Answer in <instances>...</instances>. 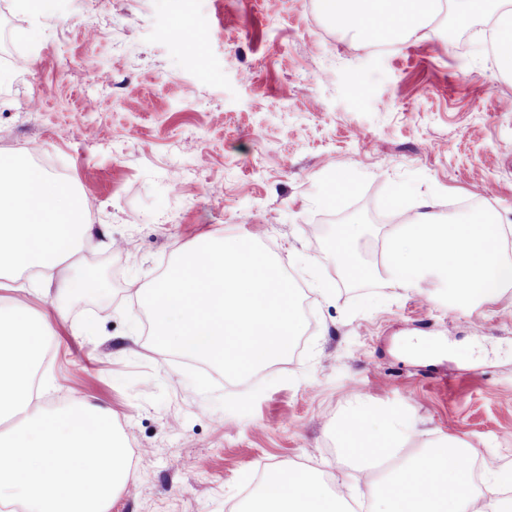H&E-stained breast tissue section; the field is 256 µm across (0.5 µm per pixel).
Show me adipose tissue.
<instances>
[{"instance_id": "1", "label": "adipose tissue", "mask_w": 512, "mask_h": 512, "mask_svg": "<svg viewBox=\"0 0 512 512\" xmlns=\"http://www.w3.org/2000/svg\"><path fill=\"white\" fill-rule=\"evenodd\" d=\"M443 1L459 22L477 15L489 21L496 66L512 76V0H319V5L324 16L355 36L368 25L393 42L427 28ZM94 230L68 182L19 157L0 155V269L28 270L51 286L62 262ZM504 233L494 217L448 221L424 201L387 232L376 273L403 290L420 289L433 274L463 301H491L512 290V261L501 252ZM362 421L361 408L352 407L337 420L335 434L345 458L362 474L374 512H512V497L469 490L466 451L458 440L443 435L410 453L407 441L419 428L405 413H387L376 435ZM344 498L343 484L330 490L312 472L282 465L256 487L250 512H339Z\"/></svg>"}]
</instances>
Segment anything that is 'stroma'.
<instances>
[{"label":"stroma","mask_w":512,"mask_h":512,"mask_svg":"<svg viewBox=\"0 0 512 512\" xmlns=\"http://www.w3.org/2000/svg\"><path fill=\"white\" fill-rule=\"evenodd\" d=\"M0 27L25 46L24 65H0V155L41 147L97 226L77 270L105 279L61 319L31 274L0 295L45 321L47 409L107 410L133 449L110 512H235L259 466L299 461L371 512L360 473L331 452L356 404L404 411L423 440L460 439L481 490L512 471V291L453 306L433 281L426 300L346 277L334 251L337 229L361 224L352 255L380 264L390 214L423 200L453 218L478 196L512 226V77L483 18L385 51L318 0H0ZM184 27L205 33L197 56ZM225 236L264 245L306 305L288 358L242 382L155 347L128 289Z\"/></svg>","instance_id":"stroma-1"}]
</instances>
